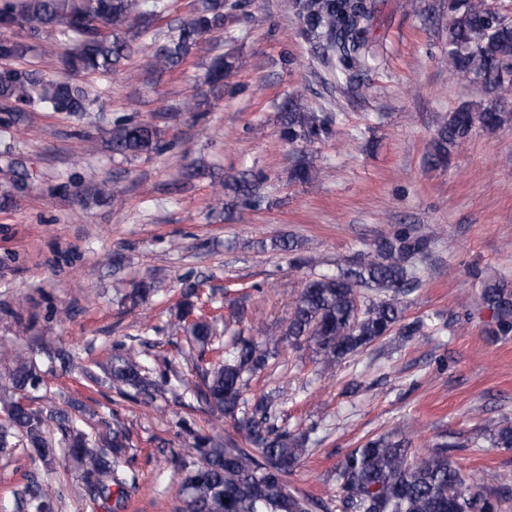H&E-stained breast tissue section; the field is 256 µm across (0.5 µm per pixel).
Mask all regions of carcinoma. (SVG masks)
Instances as JSON below:
<instances>
[{
    "mask_svg": "<svg viewBox=\"0 0 512 512\" xmlns=\"http://www.w3.org/2000/svg\"><path fill=\"white\" fill-rule=\"evenodd\" d=\"M168 0H0V17L34 41L51 32L56 41L71 46L66 66L75 72L106 77L138 52L135 40L154 33L155 22L168 11ZM243 7L241 0H191L189 14L166 41L145 55L147 72H174L194 55L206 36L224 29L225 12ZM301 33L343 90L360 86L374 69V26L378 0H292ZM448 70L461 80L483 83L485 104H459L438 123L430 142L432 163L449 160L453 150L475 131L494 133L512 129V112L501 102L512 94V19L493 9L487 0H448ZM29 43L0 40V58L20 59ZM233 61L214 59L204 83L218 94ZM100 93L70 80H58L36 69L0 66V112L7 124L21 122L32 112L66 113L82 119L94 110ZM338 117L303 108L288 99L281 116L280 139L302 148L332 138ZM112 153L124 157L161 154L168 150L164 131L157 125L118 118L112 125ZM318 171L294 157L291 178L312 184ZM261 177L243 173L221 183L225 194L243 207L261 206ZM437 239L409 227L379 237L372 249L346 267L306 281L297 294L282 334L255 338L236 336L231 349L215 362L197 368L199 381L187 386L196 401L217 419L230 418L244 431V441L221 440L202 430L188 429L192 443L178 453L181 512H322L318 498L291 490L289 477L308 452L307 438L279 425L283 411L269 395L249 405L243 398L244 373L265 367L279 344H311L323 367L336 366L372 347L395 327L414 336L423 322L405 321L400 296L413 291L417 280L410 262L424 258ZM200 283L184 279L177 312L164 330L192 338L205 349L217 335V316L205 311ZM158 292L153 278L140 280L124 301L135 308ZM483 304L493 312L497 332L512 334V287L506 281L484 284ZM113 355L103 369L117 395L134 403H152L166 393L165 383L146 375L140 352L123 343L112 345ZM66 364L72 354L61 345L40 346L31 355L12 354L0 363L10 391L0 394L6 418L0 420V448L17 439L30 448L32 461L44 464L57 452L80 472L87 490L100 498L123 497L135 477L122 466L129 436L121 428L92 437L67 412L53 407L20 406L26 393L43 385L36 357ZM494 444L512 447V418L496 426ZM446 441L422 453L406 439H367L346 454L336 472L341 512H502L504 498L485 494L463 479L453 466ZM60 490L31 483L16 493L20 512H55Z\"/></svg>",
    "mask_w": 512,
    "mask_h": 512,
    "instance_id": "obj_1",
    "label": "carcinoma"
}]
</instances>
